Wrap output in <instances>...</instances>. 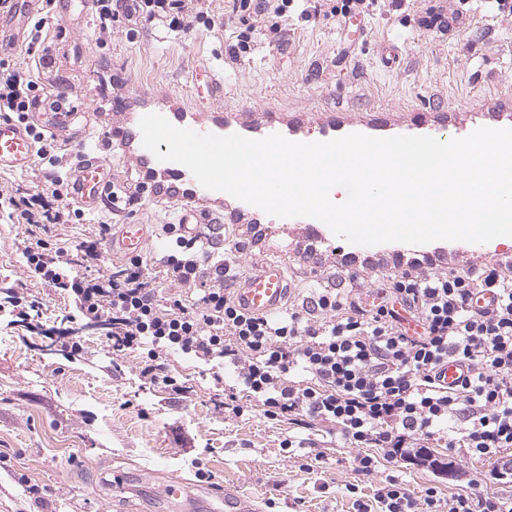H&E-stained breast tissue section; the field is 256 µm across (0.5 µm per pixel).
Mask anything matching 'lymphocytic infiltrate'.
Returning <instances> with one entry per match:
<instances>
[{
  "label": "lymphocytic infiltrate",
  "mask_w": 512,
  "mask_h": 512,
  "mask_svg": "<svg viewBox=\"0 0 512 512\" xmlns=\"http://www.w3.org/2000/svg\"><path fill=\"white\" fill-rule=\"evenodd\" d=\"M97 32L118 34L135 21L168 20L187 31L207 20L214 0H96ZM224 20L266 18L287 28L293 12L305 18L368 17L386 0H231ZM39 87L12 55L0 57V118L25 120ZM37 156L51 172L38 192H0V211L23 226L17 248L27 269L63 290L73 319L102 325L113 352L134 354L139 378L169 394L189 388L169 360L185 355L211 367L224 410L239 417L261 404L270 420L320 424L355 449V470L416 459L438 467L431 451L448 449L475 462L512 449V260L458 271L414 260L373 279L350 272L345 288H314L279 316L241 310L230 287L241 246L225 247L223 232L203 225L194 237L163 225L167 245L154 257L137 255L104 268L100 251L110 225L73 247L50 242V225L65 214V167L54 139L33 133ZM491 307L475 308L482 289ZM465 365L455 387L436 378L448 360ZM359 512H512V495L481 491L414 497L386 477Z\"/></svg>",
  "instance_id": "lymphocytic-infiltrate-1"
}]
</instances>
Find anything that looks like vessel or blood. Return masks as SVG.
Wrapping results in <instances>:
<instances>
[{
  "instance_id": "vessel-or-blood-1",
  "label": "vessel or blood",
  "mask_w": 512,
  "mask_h": 512,
  "mask_svg": "<svg viewBox=\"0 0 512 512\" xmlns=\"http://www.w3.org/2000/svg\"><path fill=\"white\" fill-rule=\"evenodd\" d=\"M48 7L46 0H13L8 12L0 13V49L14 50L24 45L28 32ZM45 130L59 146L76 145L81 155L66 172L70 198L81 208L90 211L118 210L121 198L112 169L100 151L110 139L141 141L138 118H130L127 125L114 128L112 134L92 137L87 106L75 102L63 93L47 95L36 101L27 121L0 119V171L24 172L31 168L35 144L33 128ZM211 133L228 135L238 133L251 139H262L278 133L300 142L328 141L348 134L359 133L372 137L395 135H430L441 140L463 138L473 132L470 124L456 126L449 131L436 125L428 112L416 113L410 123L399 125L387 119L371 122H352L334 118L326 122L308 120L294 125L274 112H255L249 120H240L235 114L217 115L209 127ZM141 157L154 172L176 180L192 182L191 172L183 165L158 161L148 150ZM223 200L219 191H211L194 184L190 197L178 206L175 217L183 233L195 234L201 225L217 221V208ZM106 249L115 256L137 255L152 244L150 228L145 224H123L104 239ZM290 294V286L278 263L269 262L239 281L234 298L246 312L271 316L283 309ZM165 505L184 508L185 512H259L253 496H245L233 488L208 489L206 497L191 494L181 478L168 477L157 493Z\"/></svg>"
}]
</instances>
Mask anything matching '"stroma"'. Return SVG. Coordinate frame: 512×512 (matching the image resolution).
<instances>
[{
  "label": "stroma",
  "instance_id": "35a3bbf8",
  "mask_svg": "<svg viewBox=\"0 0 512 512\" xmlns=\"http://www.w3.org/2000/svg\"><path fill=\"white\" fill-rule=\"evenodd\" d=\"M443 0H404L395 11L364 20L356 33L352 20H296L277 33L254 24L250 48L236 63L227 50L238 28L197 24L186 32L163 25H128L125 33L98 43L95 26L81 16L50 10L37 56L28 68L43 91L80 90L94 130H111L128 113L152 109L196 114L207 124L211 113L255 110L295 119L342 112L373 120L387 113L395 120L434 104V118L455 126L476 114L512 113V14L489 16L481 0H459L466 20L449 35L425 29ZM80 36H70L73 27ZM404 47L397 70L382 67L378 47ZM210 60L224 79V91L211 96L207 85L190 90L186 74ZM122 84L113 95V84ZM178 195H153L129 206L127 216L154 227L172 223ZM253 224L224 227V242L248 247L244 274L266 261L282 266L292 285L291 300L314 287L305 261L316 249L327 279L345 269L381 274L390 254L344 252L342 239L288 244L276 217H267L263 239L253 243ZM21 227L0 220V512H145L153 486L119 492L115 471H146L165 479L215 487L230 485L260 496L263 512H356L370 500L377 482L396 476L414 495L432 484L454 492L479 480L482 489L512 492V475L502 462L476 463L457 457L448 476L427 468L393 463L361 475L349 463L351 449L324 427L266 419L261 411L240 418L224 415L222 392L202 368L177 356L171 369L189 386L187 397L143 384L133 355H116L103 329L71 321L66 294L42 284L28 271L16 248ZM86 346L69 352L72 339ZM38 484L43 500L31 499L18 481ZM356 485L349 493L347 485Z\"/></svg>",
  "mask_w": 512,
  "mask_h": 512
}]
</instances>
